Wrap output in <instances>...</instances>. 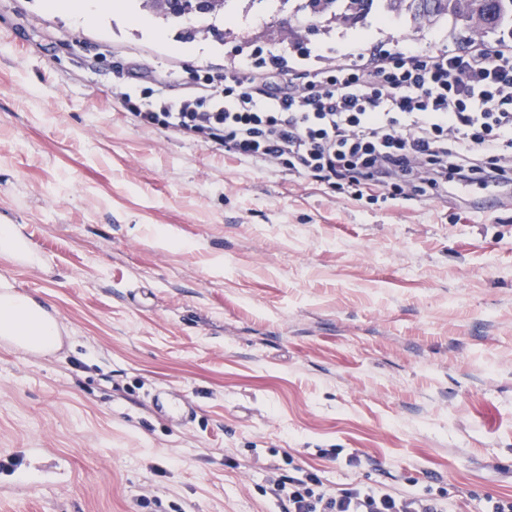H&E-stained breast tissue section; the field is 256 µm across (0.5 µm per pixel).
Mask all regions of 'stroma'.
<instances>
[{"label":"stroma","mask_w":512,"mask_h":512,"mask_svg":"<svg viewBox=\"0 0 512 512\" xmlns=\"http://www.w3.org/2000/svg\"><path fill=\"white\" fill-rule=\"evenodd\" d=\"M263 11L218 49L0 0V221L41 258L0 276L66 332L47 356L0 345V512H282L270 482L298 467L453 512L512 497V190L357 201L113 106L129 61L186 84L287 42ZM412 35L370 18L315 40L330 66ZM163 389L192 424L155 412Z\"/></svg>","instance_id":"obj_1"}]
</instances>
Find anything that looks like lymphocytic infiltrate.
I'll list each match as a JSON object with an SVG mask.
<instances>
[{
	"mask_svg": "<svg viewBox=\"0 0 512 512\" xmlns=\"http://www.w3.org/2000/svg\"><path fill=\"white\" fill-rule=\"evenodd\" d=\"M114 102L135 125L176 134L256 167L351 188L444 201L454 185L512 186V35L430 50L354 41L333 67L309 43L239 54L180 86L118 70ZM310 471L275 479L285 512H449L380 488L321 490Z\"/></svg>",
	"mask_w": 512,
	"mask_h": 512,
	"instance_id": "1",
	"label": "lymphocytic infiltrate"
}]
</instances>
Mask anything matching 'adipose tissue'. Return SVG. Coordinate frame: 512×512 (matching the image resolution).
<instances>
[{
	"label": "adipose tissue",
	"mask_w": 512,
	"mask_h": 512,
	"mask_svg": "<svg viewBox=\"0 0 512 512\" xmlns=\"http://www.w3.org/2000/svg\"><path fill=\"white\" fill-rule=\"evenodd\" d=\"M54 317L34 298L14 293L12 289L0 292V335L15 341L18 347L33 351L43 339L58 335Z\"/></svg>",
	"instance_id": "obj_1"
}]
</instances>
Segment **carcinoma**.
<instances>
[{"label": "carcinoma", "mask_w": 512, "mask_h": 512, "mask_svg": "<svg viewBox=\"0 0 512 512\" xmlns=\"http://www.w3.org/2000/svg\"><path fill=\"white\" fill-rule=\"evenodd\" d=\"M376 1L380 3L383 17L399 19L409 15L418 30L441 20L477 35L512 26V0H305V17L355 24L370 13ZM213 2L211 9L182 28L179 38L183 42L199 39L224 42V31L215 25V21L230 16L238 8V0Z\"/></svg>", "instance_id": "carcinoma-1"}]
</instances>
